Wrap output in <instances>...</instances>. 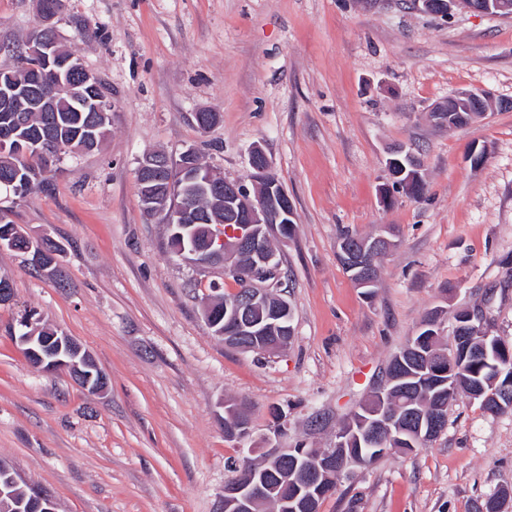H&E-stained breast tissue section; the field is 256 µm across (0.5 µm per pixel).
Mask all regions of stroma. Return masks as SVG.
<instances>
[{
	"label": "stroma",
	"mask_w": 512,
	"mask_h": 512,
	"mask_svg": "<svg viewBox=\"0 0 512 512\" xmlns=\"http://www.w3.org/2000/svg\"><path fill=\"white\" fill-rule=\"evenodd\" d=\"M39 22L36 0H0V68L17 66ZM53 25L112 104L99 150L65 157L50 190L0 193L15 224L63 248V288L0 251L14 289L0 305V463L57 512H217L245 456L224 436L225 403L246 404L258 436L280 411L279 447H330L433 310L447 329L457 309L481 311L512 341V106H499L512 103V19H444L405 0H63ZM476 90L490 94L486 117L451 128L436 116ZM200 111L218 123L201 130ZM257 147L296 222L272 240L294 337L271 356L213 335L211 288L238 285L169 252L135 179L145 152L190 148L243 179ZM398 147L424 190L387 205ZM385 227L397 246L368 294L339 240ZM28 310L83 346L103 392L28 361L9 334ZM509 485L512 412L461 395L430 447L351 467L319 512H472Z\"/></svg>",
	"instance_id": "obj_1"
}]
</instances>
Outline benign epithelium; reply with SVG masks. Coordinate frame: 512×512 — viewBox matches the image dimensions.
Wrapping results in <instances>:
<instances>
[{
	"mask_svg": "<svg viewBox=\"0 0 512 512\" xmlns=\"http://www.w3.org/2000/svg\"><path fill=\"white\" fill-rule=\"evenodd\" d=\"M459 6L480 14L512 17V7L502 0H446L438 16L446 17ZM29 42L38 45L37 53L24 61V66L32 74V84L21 87L0 83V103L4 104L5 111H12V102L25 97L33 106L50 112L54 102L64 95L74 97L86 110L111 111L97 75L83 66L77 50L60 44L51 28L36 29L29 36ZM486 97L483 91L463 92L450 97L438 111L468 112L473 105L483 109ZM248 163L250 180L259 186L255 195L243 180L226 179L222 184L216 183L211 174L193 170L188 165L175 175L170 169L171 161L160 152L148 153L140 159L136 177L144 211L165 215L169 237L179 241L173 251L175 256L202 267L219 264L224 268V275L241 278L246 284L234 299L221 296L207 306L205 318L213 333L244 351L263 355L283 353L291 344L294 330L290 325V305L272 293V289L279 287L275 282L279 264L270 241L274 233L288 238L293 224V207L284 188L268 177L269 160L261 149L251 151ZM388 171L394 182L404 178V185L420 180L416 164L408 155L403 159L398 156L389 159ZM184 175L224 200V212L239 216L240 223L233 226L210 225L205 245H199L196 225L184 223L181 207L168 203L173 182ZM392 244V240L381 235L363 242L358 249H351L342 240L339 259L359 287H373L375 278L370 258L383 247L391 250ZM217 304L224 305V325L221 327L212 312ZM473 320V313L467 309L456 314L453 339L461 345L465 356L470 348L471 333L478 331ZM483 339L497 352L491 366L501 369L503 360L509 359V343L486 335ZM18 342L34 363L45 371L65 369L91 391H100L107 385L106 374L77 340L66 334L55 332L45 338L24 332L18 336ZM403 380L404 376L391 372L383 391L369 400V419L364 421L363 427L371 447L378 446L383 432H392L399 414V409L391 404L392 394ZM470 395L495 409L504 407V402L508 401L507 389L498 393L481 384L473 385ZM227 414L238 423L228 432V437L247 446L248 453H254L258 442L253 439L251 425L241 410L231 408ZM343 445L345 440L340 438L331 448H295L292 457L288 456L286 448H271L265 454L264 463L292 460L288 470V492L272 496L268 485L257 478L258 469L253 466L224 485L220 512H256L259 502L272 499L276 500V512H318L323 493L336 484V478L353 463L345 455L336 457V449ZM17 486V478L8 474L0 487V512L13 510L9 500L14 496L11 489ZM30 503L36 505L39 512H57L53 499L37 487L30 488Z\"/></svg>",
	"mask_w": 512,
	"mask_h": 512,
	"instance_id": "obj_1",
	"label": "benign epithelium"
}]
</instances>
